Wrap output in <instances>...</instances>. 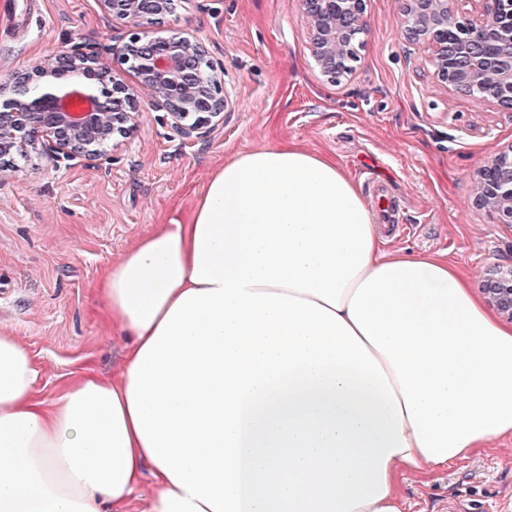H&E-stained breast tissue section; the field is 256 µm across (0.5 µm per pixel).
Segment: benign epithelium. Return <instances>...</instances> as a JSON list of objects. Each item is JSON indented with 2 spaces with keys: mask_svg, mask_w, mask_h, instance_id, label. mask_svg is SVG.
Here are the masks:
<instances>
[{
  "mask_svg": "<svg viewBox=\"0 0 512 512\" xmlns=\"http://www.w3.org/2000/svg\"><path fill=\"white\" fill-rule=\"evenodd\" d=\"M111 21L129 29L114 49L117 64L77 49L62 50L23 72L0 79V173L26 161L100 155L116 146L139 112L138 89H147L185 138H202L224 124L229 102L224 69L188 30L143 36V24H161L181 0H97ZM459 0H402L401 35L431 50L436 80L479 101L512 112V0H479L477 15ZM308 48L318 73L334 83L350 74L342 66L356 58L367 0H301ZM139 78L129 86L125 73ZM472 202L512 223V144L476 171ZM490 305L512 319V266H497L484 284Z\"/></svg>",
  "mask_w": 512,
  "mask_h": 512,
  "instance_id": "7a95c632",
  "label": "benign epithelium"
}]
</instances>
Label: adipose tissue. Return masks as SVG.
<instances>
[{
	"label": "adipose tissue",
	"mask_w": 512,
	"mask_h": 512,
	"mask_svg": "<svg viewBox=\"0 0 512 512\" xmlns=\"http://www.w3.org/2000/svg\"><path fill=\"white\" fill-rule=\"evenodd\" d=\"M99 293L132 338L112 379L41 402L0 331V512H403L402 471L512 438V323L296 146L225 161Z\"/></svg>",
	"instance_id": "adipose-tissue-1"
}]
</instances>
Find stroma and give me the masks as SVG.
Masks as SVG:
<instances>
[{
    "label": "stroma",
    "mask_w": 512,
    "mask_h": 512,
    "mask_svg": "<svg viewBox=\"0 0 512 512\" xmlns=\"http://www.w3.org/2000/svg\"><path fill=\"white\" fill-rule=\"evenodd\" d=\"M170 24L223 68V125L183 138L144 93L136 126L105 155L0 179V329L34 357L39 398L85 368L117 371L129 339L106 322L103 275L156 225L188 222L225 160L256 147L332 158L361 188L369 165L407 226L390 248L447 254L475 288L490 266L512 265V224L470 196L478 166L512 144V114L436 84L430 52L399 35L400 0H369L353 73L336 84L315 68L299 0H182ZM127 39L96 0H0V77L70 48L106 56ZM399 488L406 512H498L512 504V440L427 477L402 472Z\"/></svg>",
    "instance_id": "obj_1"
}]
</instances>
